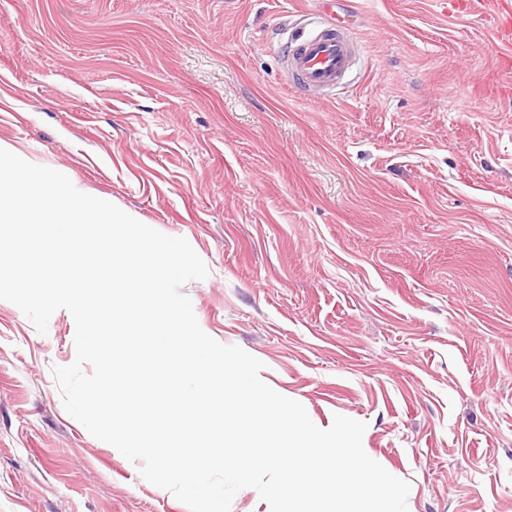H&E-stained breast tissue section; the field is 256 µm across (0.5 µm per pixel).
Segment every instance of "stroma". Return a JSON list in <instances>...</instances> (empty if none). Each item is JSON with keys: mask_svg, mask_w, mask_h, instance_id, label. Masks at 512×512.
<instances>
[{"mask_svg": "<svg viewBox=\"0 0 512 512\" xmlns=\"http://www.w3.org/2000/svg\"><path fill=\"white\" fill-rule=\"evenodd\" d=\"M462 0H339L333 89L283 56L321 0H0V141L206 263L202 330L411 490L512 512V92ZM66 310L0 300V512H189L63 407Z\"/></svg>", "mask_w": 512, "mask_h": 512, "instance_id": "obj_1", "label": "stroma"}]
</instances>
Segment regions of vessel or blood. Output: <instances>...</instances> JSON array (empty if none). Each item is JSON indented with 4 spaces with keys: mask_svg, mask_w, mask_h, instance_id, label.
I'll return each mask as SVG.
<instances>
[{
    "mask_svg": "<svg viewBox=\"0 0 512 512\" xmlns=\"http://www.w3.org/2000/svg\"><path fill=\"white\" fill-rule=\"evenodd\" d=\"M470 11L487 13L502 41L512 43V0H468ZM352 50L342 26L321 20L318 30L301 38L288 52L296 79L310 87L336 85L350 66Z\"/></svg>",
    "mask_w": 512,
    "mask_h": 512,
    "instance_id": "b4317fda",
    "label": "vessel or blood"
}]
</instances>
